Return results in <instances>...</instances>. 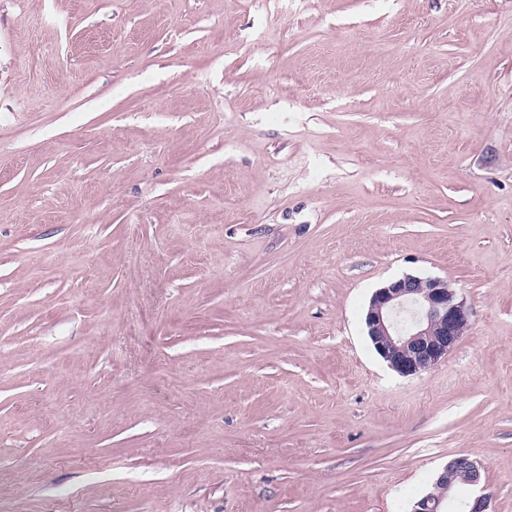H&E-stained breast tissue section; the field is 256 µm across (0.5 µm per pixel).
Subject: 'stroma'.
Segmentation results:
<instances>
[{
    "label": "stroma",
    "mask_w": 512,
    "mask_h": 512,
    "mask_svg": "<svg viewBox=\"0 0 512 512\" xmlns=\"http://www.w3.org/2000/svg\"><path fill=\"white\" fill-rule=\"evenodd\" d=\"M471 326L403 377L373 292ZM512 512V0H0V512ZM410 312L407 323L399 316ZM470 310L447 280L406 275L372 295L368 335L401 376L427 371L448 357L469 329ZM485 466L467 456H458L450 460L439 473L434 485L438 492L427 493L418 499L412 512H444L443 503L458 485V481L473 487L482 483ZM435 486L433 491H435Z\"/></svg>",
    "instance_id": "35a3bbf8"
}]
</instances>
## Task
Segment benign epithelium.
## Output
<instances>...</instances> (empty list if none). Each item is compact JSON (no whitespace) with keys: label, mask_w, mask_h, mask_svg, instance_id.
Masks as SVG:
<instances>
[{"label":"benign epithelium","mask_w":512,"mask_h":512,"mask_svg":"<svg viewBox=\"0 0 512 512\" xmlns=\"http://www.w3.org/2000/svg\"><path fill=\"white\" fill-rule=\"evenodd\" d=\"M410 313L408 322L399 316ZM470 310L448 281L406 275L377 289L366 314L368 335L389 367L402 376L427 371L448 358L469 329ZM485 466L467 456L450 460L439 473L438 492L418 499L412 512H444L458 485L478 487Z\"/></svg>","instance_id":"1"}]
</instances>
